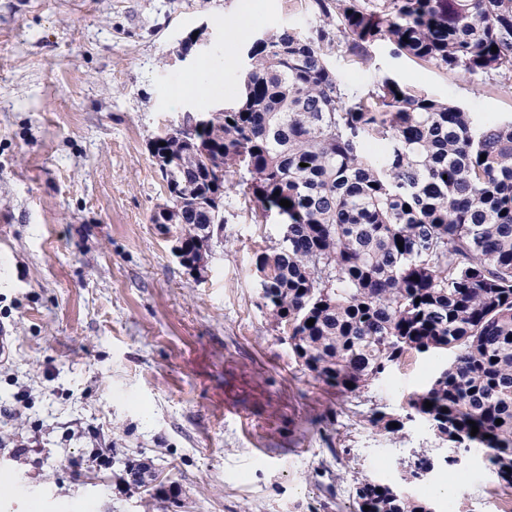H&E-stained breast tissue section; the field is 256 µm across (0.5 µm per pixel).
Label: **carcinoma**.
I'll return each instance as SVG.
<instances>
[{"mask_svg":"<svg viewBox=\"0 0 512 512\" xmlns=\"http://www.w3.org/2000/svg\"><path fill=\"white\" fill-rule=\"evenodd\" d=\"M310 10L308 29L254 41L242 96L215 117L207 154L171 129L154 141L156 164L168 153L182 161L189 200L175 222L186 255L224 217L209 203L225 184L218 176L245 171L236 195L288 223V247L257 251L253 264L265 276L259 305L288 330L294 356L354 394L410 352H454L408 398L414 413L374 411L369 423L397 435L419 419L450 448L484 451L510 486L512 115L482 120L389 75L349 94L328 58L364 62L385 42L395 56L511 80L512 0H310ZM126 475L136 487L155 480L143 465ZM432 508L376 479L356 487L353 503V512Z\"/></svg>","mask_w":512,"mask_h":512,"instance_id":"obj_1","label":"carcinoma"}]
</instances>
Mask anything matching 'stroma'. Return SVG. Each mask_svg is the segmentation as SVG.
Returning <instances> with one entry per match:
<instances>
[{
	"mask_svg": "<svg viewBox=\"0 0 512 512\" xmlns=\"http://www.w3.org/2000/svg\"><path fill=\"white\" fill-rule=\"evenodd\" d=\"M307 0H0V512H351L355 489L449 449L422 422L390 435L454 354L413 353L338 395L258 306L255 251L276 218L234 202L205 277L150 216L151 144L179 112L232 106L256 36L308 28ZM206 39L187 40L198 27ZM329 64L348 90L384 75L469 111L512 114V84L392 55ZM24 456H15L18 448ZM149 465L148 487L128 463ZM459 492H448L449 482ZM437 512H503L480 451L413 487Z\"/></svg>",
	"mask_w": 512,
	"mask_h": 512,
	"instance_id": "35a3bbf8",
	"label": "stroma"
}]
</instances>
